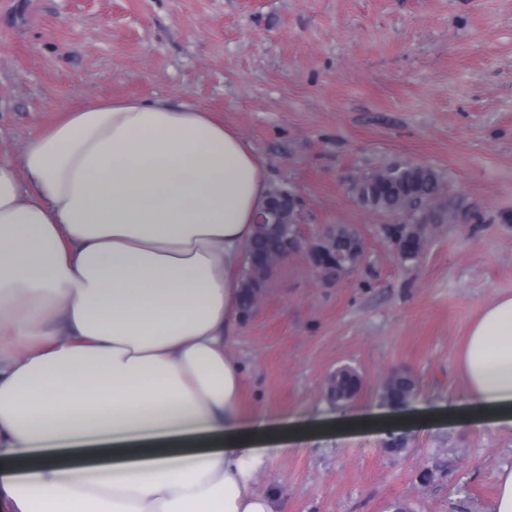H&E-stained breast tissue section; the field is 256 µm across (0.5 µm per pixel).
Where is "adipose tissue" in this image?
I'll return each instance as SVG.
<instances>
[{"label":"adipose tissue","instance_id":"obj_1","mask_svg":"<svg viewBox=\"0 0 512 512\" xmlns=\"http://www.w3.org/2000/svg\"><path fill=\"white\" fill-rule=\"evenodd\" d=\"M271 189L236 129L162 100L89 101L0 162L12 512H276L226 342ZM461 366L451 415L512 424V294L483 307Z\"/></svg>","mask_w":512,"mask_h":512}]
</instances>
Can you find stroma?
Here are the masks:
<instances>
[{
	"label": "stroma",
	"instance_id": "1",
	"mask_svg": "<svg viewBox=\"0 0 512 512\" xmlns=\"http://www.w3.org/2000/svg\"><path fill=\"white\" fill-rule=\"evenodd\" d=\"M128 96L238 129L303 200L302 236H365L366 264L337 282L294 254L229 339L243 422L292 432L258 477L280 512H493L512 427L367 420L400 370L417 381L401 412L458 404L468 331L512 293V0H0V160L65 112ZM391 162L442 172L478 223L440 225L419 262L398 261L389 216L348 193ZM344 366L362 387L338 403L326 385ZM338 419L363 425L320 432ZM394 437L404 452L387 451Z\"/></svg>",
	"mask_w": 512,
	"mask_h": 512
}]
</instances>
